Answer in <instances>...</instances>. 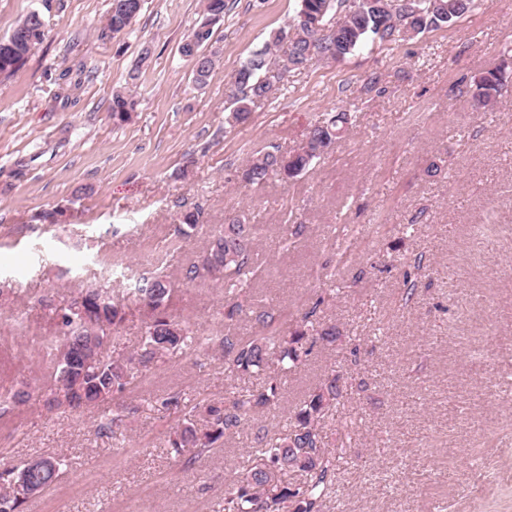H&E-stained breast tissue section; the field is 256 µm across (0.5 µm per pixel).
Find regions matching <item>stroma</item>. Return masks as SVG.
<instances>
[{"label": "stroma", "mask_w": 512, "mask_h": 512, "mask_svg": "<svg viewBox=\"0 0 512 512\" xmlns=\"http://www.w3.org/2000/svg\"><path fill=\"white\" fill-rule=\"evenodd\" d=\"M298 0H226L207 85L179 46L202 0H146L123 33H105L112 0H64L45 37L0 78V383L25 402L0 416V463L63 457L67 468L23 512H224V481L248 443L229 439L185 466L169 436L185 413L233 386L212 351L190 349L140 372L124 393L73 412L48 409L53 307L167 276L172 313L224 333L221 282L180 271L232 214L259 225L255 307L296 329L312 303L339 327L248 425L278 430L331 371L360 429L324 512H512V86L487 107L453 86L512 44V0H486L451 25L368 44L290 72L283 91L230 125L232 77L293 16ZM148 61H141L143 49ZM138 102L115 125L113 92ZM328 112L353 125L330 156L290 183L248 186V157L301 148ZM202 211L190 238L182 211ZM415 231H407V224ZM424 265L412 303L403 273ZM106 346L136 351L149 310L127 303ZM177 397L175 407L163 400ZM131 407L120 436L101 416Z\"/></svg>", "instance_id": "obj_1"}]
</instances>
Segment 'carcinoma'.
Returning a JSON list of instances; mask_svg holds the SVG:
<instances>
[{
    "mask_svg": "<svg viewBox=\"0 0 512 512\" xmlns=\"http://www.w3.org/2000/svg\"><path fill=\"white\" fill-rule=\"evenodd\" d=\"M347 0H298L297 11L304 9L329 17L336 4ZM436 0H412V10L392 19L388 14L368 6L353 12L337 31L336 39L314 45L322 54L339 51L344 55L357 51L367 43L380 38L392 39L403 27H419L425 31L447 26L453 22L448 14H440ZM225 0H205L206 20L188 36L181 47L184 54L198 49L199 43L212 38L211 24L224 18ZM293 23L274 33L262 48L254 51L234 75L237 92L230 121H244L251 105L268 99L283 81L284 76L263 79L269 72L270 49L288 42V59L283 72L301 69L313 60L306 55L311 31ZM18 35L21 41L7 50L0 49V75L14 74L26 61L34 44L44 37L42 13L33 11L21 20L11 34L0 38V44ZM474 98L487 105L500 94L502 77L489 73L474 81ZM132 95L117 91L112 95V120L121 124L134 111ZM351 125L347 112L328 114L312 125L308 135L317 143L318 152L310 154L303 149L293 154L277 155L261 149L249 160L252 185H263L277 176L289 181L309 169L312 164L336 148L342 133ZM200 221V214L186 210L181 216L179 233L188 238ZM252 225L242 221L224 225L223 232L212 240L206 250L182 269V279L188 283L207 279L224 282V298L229 308L224 318L232 321L240 314L258 328L253 336L242 337L228 331L223 336H191L189 330L175 319L170 311L173 288L164 276L142 279L127 289L126 297L149 308L151 316L145 323L139 350L121 359L106 354L107 336L96 338L95 364L87 367L89 347L86 339L76 334L85 324L117 328L125 319L122 300L95 290L82 292L70 305L55 308L54 325L59 339L51 346L53 367L45 386V405L54 410H78L105 401L125 392L135 379V373L180 349L193 346L217 349L224 358V373L228 377H260L262 381L238 391L228 390L224 400H211L198 407L202 422L192 420L168 439L169 453L181 457L192 453L196 460L209 452L218 442L245 429L247 417L276 408L282 401L279 374L292 372L318 346H332L340 333L333 324L313 325L323 299L319 298L303 316L302 326L286 335L276 326L273 309L244 311L242 297L252 280L258 278V269L251 258ZM422 259L403 273V297L413 301L417 290L418 272ZM341 375L332 373L303 401L286 425L271 434L258 430L251 441L247 455L242 457L233 479L225 484L224 512H323L332 489L336 471L344 459V449L351 447L359 434L357 419L351 418L339 429L336 448L326 441V420L342 413ZM49 466L37 464L0 470V512H22L21 506L33 495L54 485L63 471L65 460L50 458Z\"/></svg>",
    "mask_w": 512,
    "mask_h": 512,
    "instance_id": "obj_1",
    "label": "carcinoma"
}]
</instances>
